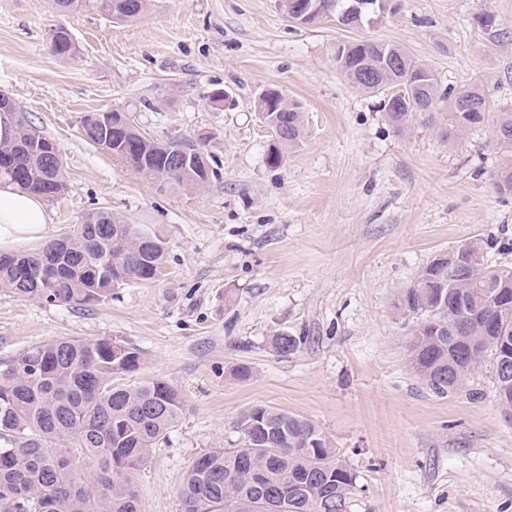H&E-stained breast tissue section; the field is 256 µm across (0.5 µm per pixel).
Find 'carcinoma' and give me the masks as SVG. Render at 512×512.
Instances as JSON below:
<instances>
[{
    "instance_id": "cac0c4a2",
    "label": "carcinoma",
    "mask_w": 512,
    "mask_h": 512,
    "mask_svg": "<svg viewBox=\"0 0 512 512\" xmlns=\"http://www.w3.org/2000/svg\"><path fill=\"white\" fill-rule=\"evenodd\" d=\"M313 20L359 12L368 23L379 0H311ZM60 11L84 10L123 21L138 18L148 0H54ZM51 49L60 57L77 53L70 33L59 28ZM336 62L347 83L365 92L397 95L398 111L383 109L390 125L403 132L418 120L432 121L446 109L448 135L461 136L492 124L504 162L495 189L512 194V112L490 116L481 84L455 91L434 70L402 47L357 39L340 45ZM16 136L0 143V181L48 199L66 190L59 156L44 152L43 136L12 107ZM85 139L98 145L112 131V113H98ZM265 124L280 132L269 160L281 163L303 138L305 113L299 103L267 104ZM127 133L104 150L135 171L179 186L199 188L213 170L200 156L185 159L182 172L168 166L163 151L144 139L131 116ZM147 232L145 244L136 235ZM479 262L439 285L426 265L401 292V309L420 317L410 346L415 373L439 393L459 390L489 359L495 392L512 395V374L500 360L512 349V268L488 265L478 241L463 244ZM168 242L161 231L128 224L108 210L81 217L73 233L43 249L0 255V288L21 298L81 307L112 297V290L148 282L161 274ZM303 337L278 333L272 349L294 353ZM138 348L120 340L54 339L21 352L0 372V512H141L133 475L149 460L186 408L184 394L165 379L134 389L112 384L136 370ZM236 428L244 447L216 448L186 472L178 490L181 512H350L357 476L337 457L332 440L313 421L272 406L255 405L240 414ZM82 458L94 466L82 473Z\"/></svg>"
}]
</instances>
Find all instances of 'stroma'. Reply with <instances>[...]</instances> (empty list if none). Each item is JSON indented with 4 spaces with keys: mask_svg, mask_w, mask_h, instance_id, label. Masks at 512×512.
Listing matches in <instances>:
<instances>
[{
    "mask_svg": "<svg viewBox=\"0 0 512 512\" xmlns=\"http://www.w3.org/2000/svg\"><path fill=\"white\" fill-rule=\"evenodd\" d=\"M360 29L301 25L278 0H150L133 21L59 12L53 0H0V94L55 143L66 191L47 200L49 238L105 209L156 224L162 275L71 307L0 289V371L57 338L117 339L142 362L115 385L163 378L187 407L136 472L142 512H180L185 472L214 448H240L235 422L257 404L318 424L357 477L351 512H512V410L492 363L457 391L413 371L417 320L400 292L435 256L480 239L512 267V196L491 127L460 138L443 120L388 124L381 94L350 87L339 44H399L460 90L482 84L489 112L512 110V0H393ZM490 12L499 35L479 29ZM78 53H52L57 28ZM283 88L305 112L281 164L255 110ZM227 105L213 103L217 91ZM130 113L159 140L196 141L214 174L199 190L146 178L83 136L90 112ZM302 337L281 357L277 333ZM247 366L249 379L237 378Z\"/></svg>",
    "mask_w": 512,
    "mask_h": 512,
    "instance_id": "stroma-1",
    "label": "stroma"
}]
</instances>
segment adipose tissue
Returning a JSON list of instances; mask_svg holds the SVG:
<instances>
[{
    "label": "adipose tissue",
    "instance_id": "adipose-tissue-1",
    "mask_svg": "<svg viewBox=\"0 0 512 512\" xmlns=\"http://www.w3.org/2000/svg\"><path fill=\"white\" fill-rule=\"evenodd\" d=\"M50 223L42 197L0 183V253L44 239Z\"/></svg>",
    "mask_w": 512,
    "mask_h": 512
}]
</instances>
